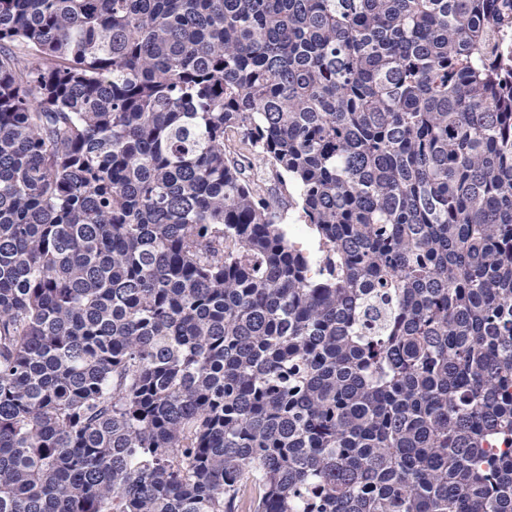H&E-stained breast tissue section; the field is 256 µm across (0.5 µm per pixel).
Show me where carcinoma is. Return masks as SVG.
<instances>
[{
    "instance_id": "obj_1",
    "label": "carcinoma",
    "mask_w": 512,
    "mask_h": 512,
    "mask_svg": "<svg viewBox=\"0 0 512 512\" xmlns=\"http://www.w3.org/2000/svg\"><path fill=\"white\" fill-rule=\"evenodd\" d=\"M507 31L0 0V512H512ZM250 173L252 178L256 180L258 179L262 184H264L266 196L275 194V191L278 194L281 192L284 201H288V195L289 191L291 192V189L288 191V186L287 189H285V187L283 188L279 185L277 179L270 174L268 168H265V165L262 164V162L254 160V168ZM284 212L287 213V219L283 225L287 230L290 243L295 244L304 251H314L317 247V242L314 235L306 227V224H301L298 221L297 209L287 206ZM293 224L296 226H292Z\"/></svg>"
}]
</instances>
